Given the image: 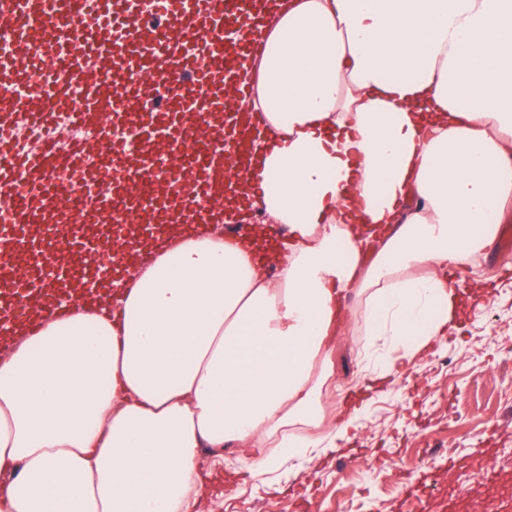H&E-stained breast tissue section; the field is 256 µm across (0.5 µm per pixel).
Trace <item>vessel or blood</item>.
I'll return each instance as SVG.
<instances>
[{"label":"vessel or blood","mask_w":512,"mask_h":512,"mask_svg":"<svg viewBox=\"0 0 512 512\" xmlns=\"http://www.w3.org/2000/svg\"><path fill=\"white\" fill-rule=\"evenodd\" d=\"M160 28L140 23L137 0H91L75 8L71 0H0V39L18 41V49L0 54V194L23 190L24 215L43 221L47 207L63 204L71 188L55 182L58 162L92 170L83 182L93 200L108 202L111 190L127 193L135 212L156 209L159 202L141 188L120 160L126 149L112 129V115L139 112L138 135L202 168L191 186L206 197L203 223L225 225L234 236L249 229L229 222L224 185L217 174L225 166L245 169L250 157L244 140L245 116L224 110V91L252 90L237 59L256 54L262 16L255 0H151ZM37 13L40 35L30 39L16 27L18 19ZM249 22L250 36L224 42L226 23ZM39 81L28 96L14 89L30 71ZM80 86V98L65 101L63 83ZM85 120L86 138L61 151L52 137L20 147L7 132L31 121L52 124L58 110Z\"/></svg>","instance_id":"b4317fda"}]
</instances>
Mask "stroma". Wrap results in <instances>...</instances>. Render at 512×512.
Masks as SVG:
<instances>
[{
    "label": "stroma",
    "instance_id": "1",
    "mask_svg": "<svg viewBox=\"0 0 512 512\" xmlns=\"http://www.w3.org/2000/svg\"><path fill=\"white\" fill-rule=\"evenodd\" d=\"M476 303L458 312V335L379 376L363 329L341 328L324 384L329 422L345 406L361 416L335 450L287 461L261 482L249 461L201 449L214 512H419L406 486L424 487L426 512H504L512 491V249L494 242L468 262Z\"/></svg>",
    "mask_w": 512,
    "mask_h": 512
}]
</instances>
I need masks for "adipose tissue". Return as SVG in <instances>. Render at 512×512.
Segmentation results:
<instances>
[{
	"label": "adipose tissue",
	"mask_w": 512,
	"mask_h": 512,
	"mask_svg": "<svg viewBox=\"0 0 512 512\" xmlns=\"http://www.w3.org/2000/svg\"><path fill=\"white\" fill-rule=\"evenodd\" d=\"M242 189L283 244L216 229L127 253L0 336V512H208L201 449L292 458L322 419L341 305L384 351L456 330L452 266L512 210V0H270Z\"/></svg>",
	"instance_id": "ef3b65f1"
}]
</instances>
